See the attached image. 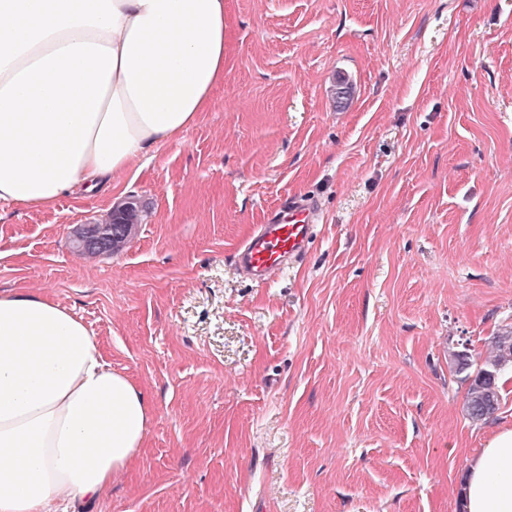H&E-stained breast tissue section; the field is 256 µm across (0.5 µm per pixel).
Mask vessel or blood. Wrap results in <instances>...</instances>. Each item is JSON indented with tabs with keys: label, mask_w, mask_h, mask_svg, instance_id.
<instances>
[{
	"label": "vessel or blood",
	"mask_w": 512,
	"mask_h": 512,
	"mask_svg": "<svg viewBox=\"0 0 512 512\" xmlns=\"http://www.w3.org/2000/svg\"><path fill=\"white\" fill-rule=\"evenodd\" d=\"M316 200L288 198L234 252L232 259L247 276L269 280L282 274L307 252L318 223Z\"/></svg>",
	"instance_id": "vessel-or-blood-1"
}]
</instances>
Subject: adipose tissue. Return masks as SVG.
I'll return each instance as SVG.
<instances>
[{
	"label": "adipose tissue",
	"mask_w": 512,
	"mask_h": 512,
	"mask_svg": "<svg viewBox=\"0 0 512 512\" xmlns=\"http://www.w3.org/2000/svg\"><path fill=\"white\" fill-rule=\"evenodd\" d=\"M225 0H0V203L52 207L180 141L224 83ZM140 388L49 295L0 289V512L97 503L145 446ZM464 512H512V428L467 470Z\"/></svg>",
	"instance_id": "obj_1"
}]
</instances>
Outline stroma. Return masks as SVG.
Instances as JSON below:
<instances>
[{"mask_svg":"<svg viewBox=\"0 0 512 512\" xmlns=\"http://www.w3.org/2000/svg\"><path fill=\"white\" fill-rule=\"evenodd\" d=\"M226 12L211 109L118 180L147 215L121 252L70 243L115 192L0 205V288L81 318L153 411L92 512H463L469 462L512 427V376L475 424L453 367L512 330V0ZM292 195L321 207L307 255L240 276Z\"/></svg>","mask_w":512,"mask_h":512,"instance_id":"1","label":"stroma"}]
</instances>
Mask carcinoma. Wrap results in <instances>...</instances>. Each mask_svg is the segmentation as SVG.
I'll list each match as a JSON object with an SVG mask.
<instances>
[{
  "label": "carcinoma",
  "instance_id": "cac0c4a2",
  "mask_svg": "<svg viewBox=\"0 0 512 512\" xmlns=\"http://www.w3.org/2000/svg\"><path fill=\"white\" fill-rule=\"evenodd\" d=\"M144 209L138 200H133L130 208L118 220L123 227L107 243L106 252L120 251L127 240L135 233L138 224L142 223ZM502 342L500 335L490 339V355L475 371L471 370L469 356L463 352L454 356V366L458 373L464 374L468 388L465 399V410L474 422H485L499 410L501 403V387L499 381L502 372L512 366V360L502 361Z\"/></svg>",
  "mask_w": 512,
  "mask_h": 512
}]
</instances>
